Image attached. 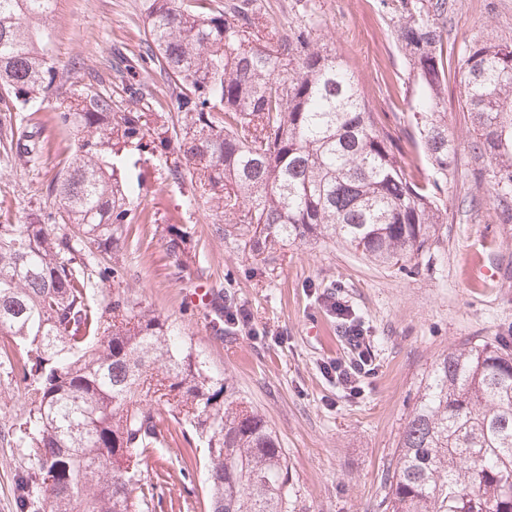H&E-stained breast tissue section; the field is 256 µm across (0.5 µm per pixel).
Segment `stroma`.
<instances>
[{"label": "stroma", "instance_id": "obj_1", "mask_svg": "<svg viewBox=\"0 0 512 512\" xmlns=\"http://www.w3.org/2000/svg\"><path fill=\"white\" fill-rule=\"evenodd\" d=\"M325 43L343 54L370 106L397 112L407 160L435 171L411 118L417 80L393 38L396 12L382 0H312ZM147 0H57L48 49L75 80L98 75L113 88L116 56L138 55L147 35ZM512 44V0H455L443 33L448 48V127L456 152L448 173V219L430 249L386 268L340 242L310 240L283 247L265 268L232 240L218 236L221 210L202 198L181 209L171 199L188 186L156 158L155 179L134 200L138 215L119 258L125 295L135 307L180 328L223 376L235 398L257 410L277 436L288 464V512H379L382 477L394 468L398 442L434 362L466 342L512 347V224L498 220L484 163L462 103L460 68L469 46L488 37ZM43 121L45 150L34 166L0 155V217L18 224L46 201V189L74 150V136L51 113L16 111L13 126ZM189 231L193 255L177 267L167 251L168 225ZM498 279L475 282L474 270ZM208 288L211 305L186 301ZM343 302L368 330L372 370L349 392L324 365L351 353L332 309ZM244 309L249 328L217 334L225 304ZM191 484L167 480L180 512H208L205 467L190 466Z\"/></svg>", "mask_w": 512, "mask_h": 512}]
</instances>
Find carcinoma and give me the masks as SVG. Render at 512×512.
<instances>
[{
	"label": "carcinoma",
	"mask_w": 512,
	"mask_h": 512,
	"mask_svg": "<svg viewBox=\"0 0 512 512\" xmlns=\"http://www.w3.org/2000/svg\"><path fill=\"white\" fill-rule=\"evenodd\" d=\"M57 0H0V112L44 100L77 149L22 224H0V375L23 385L0 418L16 449L15 512H159L149 463L174 436L203 445L209 512H288V465L263 416L232 399L167 320L134 309L101 258L129 244L132 198L170 160L191 197L224 200V226L264 265L295 241L338 240L386 267L430 247L448 212L451 0H398L394 38L417 77L414 119L440 178L417 177L396 124L375 112L313 23H259L256 0H148L145 50L117 66L121 94L68 86L40 28ZM152 64L180 117L126 80ZM473 149L502 224H512V45L471 47L462 66ZM3 151L27 166L37 126ZM128 157L133 180L114 159ZM182 265L186 232L168 229ZM385 512H512V351L466 342L429 372L386 472Z\"/></svg>",
	"instance_id": "1"
}]
</instances>
